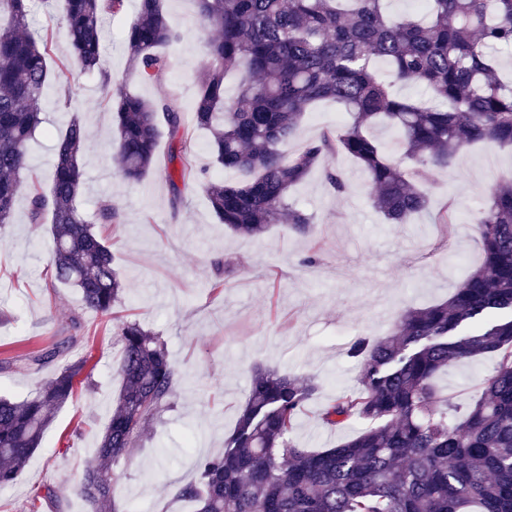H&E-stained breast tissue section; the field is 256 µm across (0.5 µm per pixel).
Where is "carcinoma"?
<instances>
[{
    "instance_id": "carcinoma-1",
    "label": "carcinoma",
    "mask_w": 512,
    "mask_h": 512,
    "mask_svg": "<svg viewBox=\"0 0 512 512\" xmlns=\"http://www.w3.org/2000/svg\"><path fill=\"white\" fill-rule=\"evenodd\" d=\"M30 0H0V227L12 223L21 187L29 221L49 224L51 284L74 288L85 309L114 314L126 292L106 239L79 210L86 128L71 120L54 141L51 184L27 176V146L43 123L41 101L50 77V36L25 31ZM212 33L197 79L192 112L209 134L215 165L241 175L233 183L195 175L214 216L234 233L261 238L272 224L301 237L313 219L288 195L327 157L344 153L367 174L372 202L391 224H405L429 204L434 170L467 146L490 142L512 148V81L498 75L496 52L512 49V0H427L428 20L387 13L384 0H195ZM126 0H63L71 54L81 69L101 70L103 19L124 13ZM163 0H139L125 47L133 70L157 82L167 74L163 48L176 41ZM383 61L397 82L420 84L430 100L394 96L375 75ZM239 73L225 97L228 73ZM328 100L349 116L287 152L304 113ZM115 120L119 176L138 183L155 169L160 127L191 174L188 140L178 104L148 100L122 89L109 100ZM394 129L410 170L386 155L373 135ZM121 223L112 199L101 200L96 224ZM482 261L454 294L434 306L405 311L384 338L354 337L347 355L363 366L362 385L325 404L323 426L363 428L320 450L302 447L294 432L317 387L313 381L258 370L224 451L197 460V476L175 498L196 512H512V179L494 183L473 218ZM210 288L224 289L233 270L216 263ZM121 388L100 439L99 465L78 484L84 512H124L110 467L162 407L170 404L178 373L166 344L140 322L116 319ZM77 341L63 336L19 359L43 367ZM496 355L467 410L457 412L436 384L448 367ZM85 361L58 366L34 394L0 396V490L14 484L40 447L55 413L74 395Z\"/></svg>"
}]
</instances>
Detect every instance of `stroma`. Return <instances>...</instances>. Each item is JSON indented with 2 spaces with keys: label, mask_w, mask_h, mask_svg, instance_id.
Instances as JSON below:
<instances>
[{
  "label": "stroma",
  "mask_w": 512,
  "mask_h": 512,
  "mask_svg": "<svg viewBox=\"0 0 512 512\" xmlns=\"http://www.w3.org/2000/svg\"><path fill=\"white\" fill-rule=\"evenodd\" d=\"M136 6L137 0H128L125 14L106 27L103 59L111 82L148 99L177 101L191 129L194 165L213 168L191 111L206 63V34L193 0H167L180 38L167 47L171 68L158 82L140 80L129 68L123 31ZM28 24L37 35L52 31L50 64L69 59L61 9L50 12L33 0ZM42 109L44 121L29 143L35 175L49 182L54 138L78 118L88 131L80 210L94 220L99 201L109 196L121 215L120 225L100 228L129 282L115 312L158 334L182 377L170 407L113 470L128 512H192V504L175 499L173 491L192 480L198 458L222 451L257 368L287 371L317 385L316 400L295 431L303 447L329 448L343 440L346 430L325 428L318 409L338 390L360 384L361 366L347 357L348 343L359 335L386 336L405 310L453 294L481 257L471 220L493 180L512 175L511 149L469 147L435 172L427 210L394 225L374 209L366 174L340 153L328 166L344 174L346 192L336 193L317 168L290 193V201L313 217L311 239L275 224L255 241L221 224L197 184L183 188L179 209H172L167 139L159 141L154 174L136 184L121 182L109 141L113 114L99 75L69 67L47 85ZM449 201L458 222L447 232L438 217ZM316 241L321 261L309 270L300 261ZM224 258L235 266L223 292L215 294L209 284ZM51 260L46 225L30 223L27 201L19 199L14 222L0 229V360L73 336L77 343L67 359L86 366L73 399L56 412L19 480L0 490V512H83L77 486L83 469L96 462L120 388L121 353L111 319L85 310L75 289L51 287ZM494 366L490 356L456 364L439 385L449 401L466 406ZM53 374L50 365L0 371V396L26 397Z\"/></svg>",
  "instance_id": "stroma-1"
}]
</instances>
